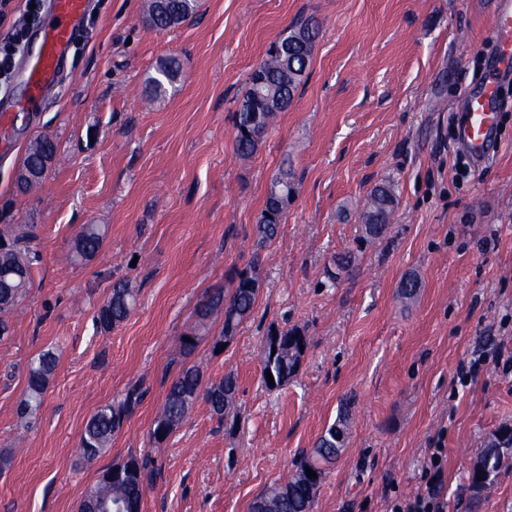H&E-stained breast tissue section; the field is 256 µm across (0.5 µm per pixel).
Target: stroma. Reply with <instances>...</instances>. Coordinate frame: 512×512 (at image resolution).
<instances>
[{"mask_svg":"<svg viewBox=\"0 0 512 512\" xmlns=\"http://www.w3.org/2000/svg\"><path fill=\"white\" fill-rule=\"evenodd\" d=\"M143 0H92L74 32L66 77L42 111L0 120V210L30 224V284L0 341V512H77L85 490L113 464L147 462L142 512H250L286 482L340 410L350 418L313 512H391L425 485L434 448L445 450L448 512H512V462L473 498L469 472L489 438L512 428V372L473 349L512 351V81L497 148L481 166L455 140L466 85L485 76L495 0H200L166 29L145 21ZM10 0L0 45L21 33L38 47L44 14L26 19ZM320 29L311 65L259 151L234 148V113L254 67L288 26ZM177 57L176 90L149 79ZM57 154L43 186L17 192L14 172L30 139ZM289 170L295 197L277 239L258 246L254 226L272 179ZM395 188L390 234L362 239L370 190ZM106 238L89 262L65 260L83 225ZM353 273L324 287L340 253ZM257 266L256 308L230 340L224 316L195 325V310L235 272ZM421 286L403 298L399 285ZM139 291L112 330L96 322L113 282ZM298 326L308 345L278 390L263 382L269 328ZM194 333L193 349L183 336ZM224 349H217V342ZM46 350L57 365L35 426L17 415L27 366ZM205 380L234 374V415L197 398L163 443L150 429L182 364ZM144 396L92 463L80 451L89 418Z\"/></svg>","mask_w":512,"mask_h":512,"instance_id":"35a3bbf8","label":"stroma"}]
</instances>
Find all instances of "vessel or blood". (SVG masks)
Instances as JSON below:
<instances>
[{
  "mask_svg": "<svg viewBox=\"0 0 512 512\" xmlns=\"http://www.w3.org/2000/svg\"><path fill=\"white\" fill-rule=\"evenodd\" d=\"M88 6L89 0H50L53 21L43 31L36 51L18 75L26 90L18 104L20 110L39 111L46 91L58 85L61 63L70 51L74 30ZM491 42L494 51L488 60V73L480 85L469 90L459 121L460 142L477 161L487 158L495 143L499 83L512 76V0H497Z\"/></svg>",
  "mask_w": 512,
  "mask_h": 512,
  "instance_id": "b4317fda",
  "label": "vessel or blood"
}]
</instances>
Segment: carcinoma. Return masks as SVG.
Masks as SVG:
<instances>
[{
  "label": "carcinoma",
  "mask_w": 512,
  "mask_h": 512,
  "mask_svg": "<svg viewBox=\"0 0 512 512\" xmlns=\"http://www.w3.org/2000/svg\"><path fill=\"white\" fill-rule=\"evenodd\" d=\"M198 10V0H146V12L150 24L165 29L182 23ZM318 34V24L313 19L291 26L281 35L280 48L269 47L266 56L253 71L250 84L240 100L235 113V151L241 158H249L260 149L264 135L276 114L283 111L281 103L290 102L300 85L312 59V51ZM180 62L175 58L163 61L158 76L153 78L157 92L175 82ZM57 145L48 137L30 141L21 168H38L45 173L47 163L56 155ZM295 195L292 175L280 173L271 183L264 209L255 224L257 243L264 246L279 235V228L288 205ZM396 195L390 185L372 189L363 213L365 238L371 241L385 238L390 228ZM30 235L16 232L15 226L5 224L0 228V310L12 309L31 278V259L20 243ZM104 230L98 224H86L75 239L71 260L89 261L100 250ZM354 258L345 254L336 258L334 268L325 270L326 283L335 285L340 273L349 271ZM235 286L230 296L217 289L197 309V325L218 310H224V339L232 338L239 326L255 309L261 288L256 268L242 270L234 277ZM138 289L128 279L112 283V289L100 307L97 322L100 329L110 331L130 315L136 305ZM307 336L300 327L270 329L266 336L263 371L271 372L274 386L280 387L295 376L303 356ZM57 363V356L45 352L33 360L27 372L26 395L18 408L19 418L26 424L36 417L43 404V395ZM204 392L214 414L224 418L234 404L237 380L227 374L219 381L203 385L200 366H182L171 381L162 407L154 420L151 438L154 443L164 442L183 423L189 409ZM142 391L131 386L122 401L106 405L93 414L82 434V453L91 461L112 443V436L120 429L130 411L140 402ZM348 435V414L342 413L337 421L327 427L312 451L303 458L295 473L284 484H275L257 497L251 512H312L317 492L323 481L326 467L334 463L344 447ZM512 451V428L499 431L488 442L470 476V487L479 496L499 472L505 454ZM316 476L308 477L306 469ZM117 471L121 480L106 483L104 480L90 487L78 506V512H141L145 493V466L131 458L117 463L107 473Z\"/></svg>",
  "instance_id": "carcinoma-1"
}]
</instances>
